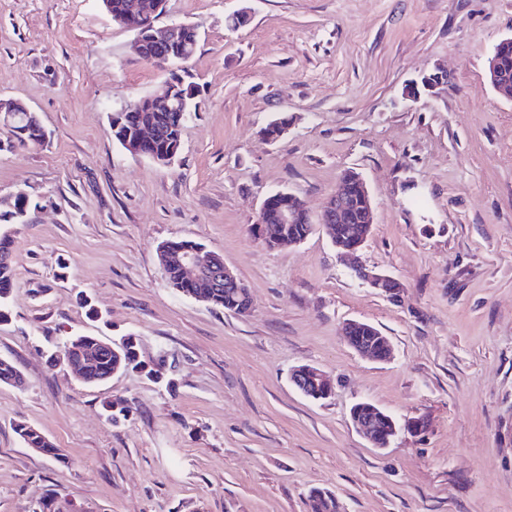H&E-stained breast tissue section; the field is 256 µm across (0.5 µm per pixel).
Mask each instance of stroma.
I'll use <instances>...</instances> for the list:
<instances>
[{
	"mask_svg": "<svg viewBox=\"0 0 512 512\" xmlns=\"http://www.w3.org/2000/svg\"><path fill=\"white\" fill-rule=\"evenodd\" d=\"M180 22L199 33V107L164 166L109 125L169 78L133 33L100 0H0V99L46 131L0 151V197L38 205L11 227L0 358L24 383L0 384V512L47 496L52 512H307L315 488L341 512H512V99L488 78L512 0H167L160 25ZM278 115L288 133L267 142ZM347 169L374 209L356 260L319 230L283 249L255 237L268 194L295 193L316 218ZM181 239L223 257L248 314L167 284L158 247ZM349 320L378 328L393 358L358 356ZM80 333L135 334L172 387L132 372L82 382L57 358ZM300 365L331 377L329 398L292 386ZM116 398L130 411L113 423ZM359 402L426 428L372 447ZM18 422L62 460L27 448Z\"/></svg>",
	"mask_w": 512,
	"mask_h": 512,
	"instance_id": "35a3bbf8",
	"label": "stroma"
}]
</instances>
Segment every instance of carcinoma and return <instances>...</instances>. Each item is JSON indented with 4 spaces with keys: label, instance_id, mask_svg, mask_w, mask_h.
Wrapping results in <instances>:
<instances>
[{
    "label": "carcinoma",
    "instance_id": "obj_1",
    "mask_svg": "<svg viewBox=\"0 0 512 512\" xmlns=\"http://www.w3.org/2000/svg\"><path fill=\"white\" fill-rule=\"evenodd\" d=\"M498 82L502 86L512 87V46L502 49L500 56V70ZM192 83L184 84L179 89L181 102L173 112H150L136 103L127 106L124 112V126L130 133H135L142 120L154 121L160 132L158 140L143 146L147 154H154L163 149H170L173 145L181 143L184 124L190 113L196 110L194 102L195 92L191 91ZM0 131L8 134V145L25 146L31 143L42 141L43 132L37 115L33 112L26 116L25 121L17 123L11 128H1ZM31 200L25 194L14 197L12 206L8 210H0V223H17V216L29 213ZM364 207L360 202H355L350 209L344 213L342 223L331 225L332 232L329 239L336 243L342 241L349 243L359 238L366 230L363 224ZM312 225L305 224H278L274 215L266 219V226L263 229L268 238L273 241L271 247H276L274 241L281 238L290 240L302 239L311 234ZM199 243L192 240L169 241L163 244L167 248L166 255L160 257L163 272L167 283L178 292L190 296L196 294L202 297L208 304L221 307L227 312L236 315L244 314L247 309L248 300L238 296L232 288H201L196 284L186 283L180 276L178 268L167 259V256L177 254L185 249H193ZM13 266L0 264V317L5 316V309L10 294L14 288ZM381 339L377 328L369 323L361 324L349 337L351 345L367 349L378 358L384 353L383 347L379 346ZM98 337L91 335H77L70 337L61 351L62 361L75 373H80V379L93 384L98 380L111 375L114 372L127 373L142 368L138 360L136 349V338L132 335L121 337L113 342V350L106 351L97 343ZM20 380V373L14 362L7 359H0V383L14 384ZM15 433L28 448H36L42 455L61 460L62 455L55 444L42 432L24 422L15 425ZM308 512H338V505L333 495L321 489H313L307 496Z\"/></svg>",
    "mask_w": 512,
    "mask_h": 512
}]
</instances>
